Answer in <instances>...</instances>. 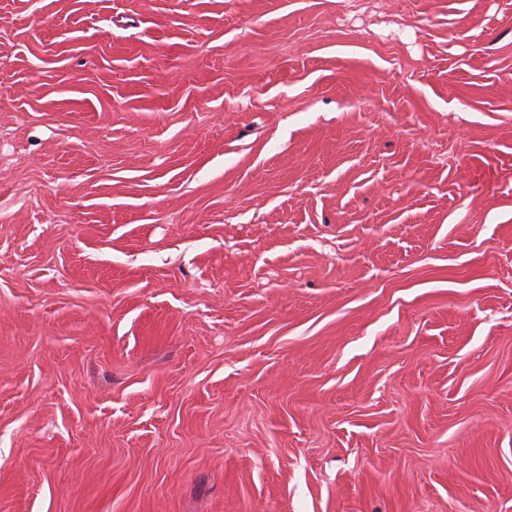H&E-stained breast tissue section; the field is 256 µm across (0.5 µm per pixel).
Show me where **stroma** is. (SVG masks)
<instances>
[{"mask_svg": "<svg viewBox=\"0 0 512 512\" xmlns=\"http://www.w3.org/2000/svg\"><path fill=\"white\" fill-rule=\"evenodd\" d=\"M0 512H512V0H0Z\"/></svg>", "mask_w": 512, "mask_h": 512, "instance_id": "stroma-1", "label": "stroma"}]
</instances>
